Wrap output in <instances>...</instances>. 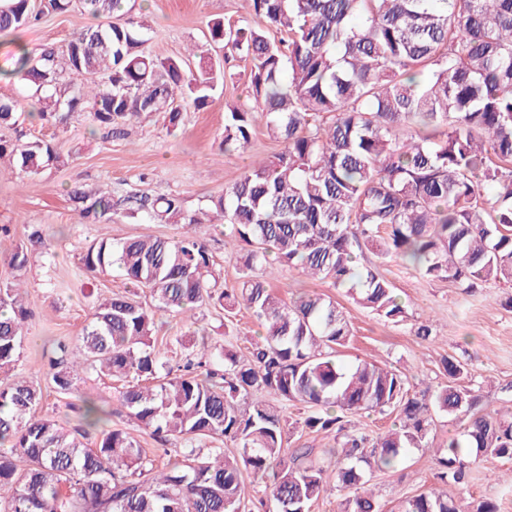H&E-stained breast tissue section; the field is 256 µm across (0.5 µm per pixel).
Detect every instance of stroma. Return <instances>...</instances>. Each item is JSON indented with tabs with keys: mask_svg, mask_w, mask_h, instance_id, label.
<instances>
[{
	"mask_svg": "<svg viewBox=\"0 0 512 512\" xmlns=\"http://www.w3.org/2000/svg\"><path fill=\"white\" fill-rule=\"evenodd\" d=\"M217 18L253 26L260 23L247 0H126L113 21L141 28L147 50L165 58L181 57L206 45L208 24ZM94 24V18L74 7L64 14L41 16L35 24L0 37V96L18 100L21 114L18 124L9 130V138L45 139L61 155L59 165L39 174L0 159V286L20 281L28 309L21 358L12 373L0 371V380L24 376L40 384L43 412L69 429L76 426L78 415L69 397L55 391L45 367L46 355L55 342L77 343L101 299L130 290L120 269L106 274L87 270L83 257L89 245L104 232L115 239L151 235L176 240L185 228L132 217L106 226L85 224L74 211L68 191L78 186L99 188L109 192L116 204L131 194L170 193L182 198L185 209L195 213L208 210L211 197L222 193L251 160L280 150L261 118L253 126L247 152L219 149L227 106L247 109L252 105L246 64L239 59L227 65L228 77L209 106L186 108L174 130L159 114L128 127L121 137L91 128L78 116L64 124L28 118L32 108L28 93L7 76L18 46L35 55L50 45L63 46ZM227 232V226L219 223L196 228L223 286L241 280V256L247 251L243 243L236 251H227ZM20 248L27 252L28 261L15 268L10 258ZM360 263L391 282L407 309V322L393 324L376 317L330 282L285 266L271 285L286 301L309 292L340 303L353 333L340 352L344 363L369 360L389 364L402 372L412 391L419 392L447 382L441 359L451 356L466 363L468 379L480 388L484 407L512 406V395L501 390L502 385L512 383V284H486L469 293L452 281L427 279L403 263L382 260L368 249ZM427 318L433 321L434 335L424 341L412 334L410 324ZM259 332L258 322L245 307H236L229 316L207 307L197 310L189 321L160 316L156 341L172 359L195 352L211 360L227 347L247 355ZM464 426L461 420L435 417L425 447L410 449L395 469L374 475L371 488L383 512H397L399 502L437 486V452L446 447L450 437L461 434ZM510 471L512 460L472 464L469 500L490 501L499 512H512V487L495 478L496 473Z\"/></svg>",
	"mask_w": 512,
	"mask_h": 512,
	"instance_id": "obj_1",
	"label": "stroma"
}]
</instances>
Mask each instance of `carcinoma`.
<instances>
[{
	"label": "carcinoma",
	"mask_w": 512,
	"mask_h": 512,
	"mask_svg": "<svg viewBox=\"0 0 512 512\" xmlns=\"http://www.w3.org/2000/svg\"><path fill=\"white\" fill-rule=\"evenodd\" d=\"M279 31L208 25L210 41L249 65L254 106H227L224 152L245 151L254 113L281 144L250 164L211 209L190 214L175 195L134 194L127 214L155 224L222 220L251 246L246 274L216 292L214 263L194 236L170 240L101 237L84 257L91 272L117 264L148 292L102 301L81 343H58L48 374L64 394L79 373L122 383V413L161 445L180 444L162 470L130 433L99 430L102 416L80 398V423L67 431L36 415L42 389L16 377L0 384V512H244L243 475L259 484L266 512H309L332 484L350 491L339 512H381L368 488L424 447L436 414L468 418L464 433L437 458L439 479L463 484L480 458L512 459V407L481 408L467 369L443 357L448 382L411 392L394 368L337 358L352 336L343 307L308 294L289 302L266 280L279 265L328 280L393 323L408 313L392 284L359 266L365 249L412 265L431 280L472 290L512 282V0H248ZM107 23L65 46L33 56L19 49L6 75L32 91L31 117L87 115L110 135L155 112L175 128L183 105L207 107L226 78L224 62L202 52L190 68L147 53L145 39L110 22L124 0H79ZM40 18L31 0H0V34ZM76 74L87 84L65 82ZM18 102L0 98V129L17 123ZM38 174L58 161L45 140L0 136V158ZM494 188V195L485 186ZM74 210L89 224L114 220L112 195L75 189ZM20 289L0 288V369L15 365L24 339ZM249 309L263 329L249 356L224 350L217 364L187 359L172 374L156 345L158 316L203 304ZM277 401L309 409L303 429L333 436L324 463L313 449L284 448ZM397 413L398 424L372 444L346 415ZM235 450L226 452L224 443ZM402 512H497L464 496L424 490Z\"/></svg>",
	"instance_id": "carcinoma-1"
}]
</instances>
